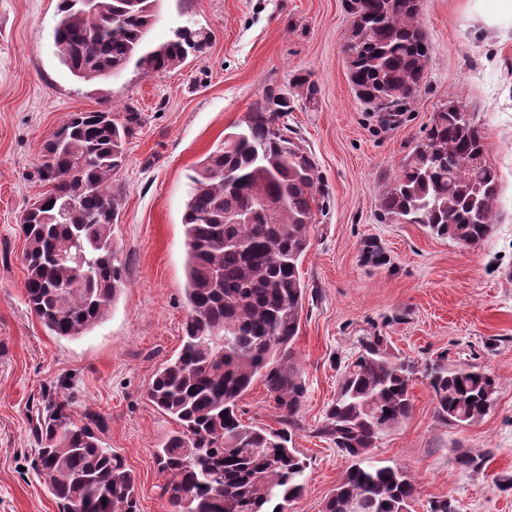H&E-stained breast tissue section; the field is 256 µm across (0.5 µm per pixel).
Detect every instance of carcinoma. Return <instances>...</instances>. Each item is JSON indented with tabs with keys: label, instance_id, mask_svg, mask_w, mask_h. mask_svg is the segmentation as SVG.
<instances>
[{
	"label": "carcinoma",
	"instance_id": "cac0c4a2",
	"mask_svg": "<svg viewBox=\"0 0 512 512\" xmlns=\"http://www.w3.org/2000/svg\"><path fill=\"white\" fill-rule=\"evenodd\" d=\"M156 0H60L54 44L79 80H106L132 59L146 74L178 67L207 48L209 33L179 29L143 50ZM367 40L344 50L349 80L368 108L395 121L421 87L432 46L419 21V0H349ZM123 14L121 25L112 13ZM286 92L256 100L224 144L191 176L183 227L187 247L183 346L158 371L150 401L180 425L156 457L171 512H286L303 490L306 460L294 448L306 383L293 352L306 294L300 265L324 195L311 153L288 135ZM141 122L134 110L79 112L45 143L49 185L23 225L26 298L59 337L75 338L109 313L125 285L112 246L118 203L110 184L126 161L125 145ZM381 195L383 215L421 224L437 237L480 246L496 216L497 171L484 136L457 96L436 110L424 138ZM275 202L270 213L227 224V213ZM439 419L472 424L494 403L496 381L475 365L440 354L425 369ZM416 367L391 353L384 337L365 336L346 366L317 435L348 460L323 512H411L418 486L379 465L368 452L412 411ZM280 410L281 428L242 423L238 403L256 378ZM61 383L42 394L36 469L58 512H138L134 479L123 457L102 446L96 419L78 425Z\"/></svg>",
	"mask_w": 512,
	"mask_h": 512
}]
</instances>
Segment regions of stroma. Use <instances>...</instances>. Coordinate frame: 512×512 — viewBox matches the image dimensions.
Returning a JSON list of instances; mask_svg holds the SVG:
<instances>
[{"mask_svg":"<svg viewBox=\"0 0 512 512\" xmlns=\"http://www.w3.org/2000/svg\"><path fill=\"white\" fill-rule=\"evenodd\" d=\"M59 0H0V512H57L34 471L32 432L43 390L68 385L77 422L98 414L105 447L123 457L139 512H170L156 450L179 428L148 399L155 373L181 349L182 226L188 180L231 126L268 91L289 93L288 128L315 158L326 190L302 265L307 286L293 351L306 380L295 446L304 490L288 512H322L347 466L315 429L345 365L369 333L413 361L412 412L371 449L418 485L411 512L448 501L452 512H512V33L478 31L469 0H420L432 45L427 78L396 122H380L356 96L342 48L354 18L346 0H158L145 41L181 28L210 32L198 57L164 73L128 65L95 83L54 54ZM303 75L313 96L294 88ZM458 94L481 129L500 178L496 219L477 248L384 218L379 198L421 140L433 113ZM134 107L141 123L112 179L119 203L112 238L125 287L109 315L76 339L54 336L25 295L20 218L45 192L43 147L76 112ZM379 260L367 257V242ZM496 380L478 422L440 420L423 370L438 354ZM244 423L275 428L280 412L262 381L240 402ZM477 465L463 468L459 455Z\"/></svg>","mask_w":512,"mask_h":512,"instance_id":"35a3bbf8","label":"stroma"}]
</instances>
